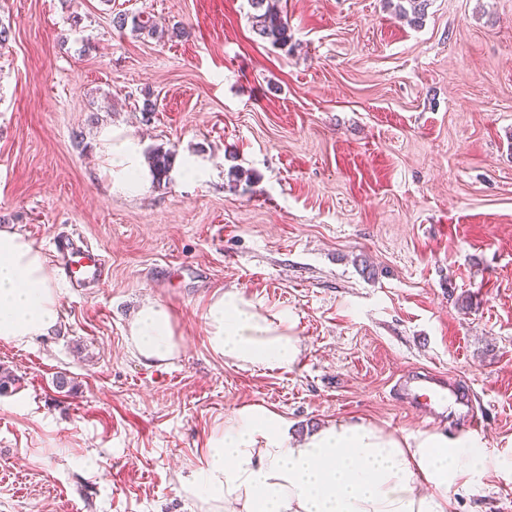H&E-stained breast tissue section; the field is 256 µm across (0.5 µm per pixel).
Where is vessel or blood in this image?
I'll return each mask as SVG.
<instances>
[{
    "label": "vessel or blood",
    "mask_w": 512,
    "mask_h": 512,
    "mask_svg": "<svg viewBox=\"0 0 512 512\" xmlns=\"http://www.w3.org/2000/svg\"><path fill=\"white\" fill-rule=\"evenodd\" d=\"M54 247L59 258L60 275L70 287L96 284L104 277L106 262L97 248L74 245L67 237L56 240ZM395 391L423 417L433 418L445 413L460 421L470 432L483 428L481 418L469 409L468 397L442 373L409 375L396 383Z\"/></svg>",
    "instance_id": "obj_1"
}]
</instances>
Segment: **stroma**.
Wrapping results in <instances>:
<instances>
[{
  "label": "stroma",
  "instance_id": "stroma-1",
  "mask_svg": "<svg viewBox=\"0 0 512 512\" xmlns=\"http://www.w3.org/2000/svg\"><path fill=\"white\" fill-rule=\"evenodd\" d=\"M277 7L284 47L248 0H0V229L44 251L79 232L109 267L61 286L51 334L0 342V512H201L183 487L243 406L299 436H469L398 398L418 371L483 421L455 512H512V0H428L416 24L389 0ZM140 12L159 34L112 24ZM107 128L173 150L167 181L116 187ZM234 290L293 318L291 369L213 351L206 308ZM148 300L181 341L161 366L127 341ZM250 2L255 11L249 17L254 32L274 46H286L292 38L287 18L274 10L267 0H250Z\"/></svg>",
  "mask_w": 512,
  "mask_h": 512
}]
</instances>
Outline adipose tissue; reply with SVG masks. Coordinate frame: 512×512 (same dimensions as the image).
I'll use <instances>...</instances> for the list:
<instances>
[{
    "instance_id": "ef3b65f1",
    "label": "adipose tissue",
    "mask_w": 512,
    "mask_h": 512,
    "mask_svg": "<svg viewBox=\"0 0 512 512\" xmlns=\"http://www.w3.org/2000/svg\"><path fill=\"white\" fill-rule=\"evenodd\" d=\"M111 174L141 191L147 168L137 145L101 135ZM61 319L55 270L27 236L0 231V341L28 345ZM205 323L212 349L242 369L294 366L302 345L288 314L262 310L238 291L216 295ZM129 343L165 363L180 344L168 309L145 302ZM206 467L185 487L208 512H453L450 491L485 465L468 440L439 433L407 442L371 425L332 422L294 435L288 420L260 406L235 410L213 435Z\"/></svg>"
}]
</instances>
